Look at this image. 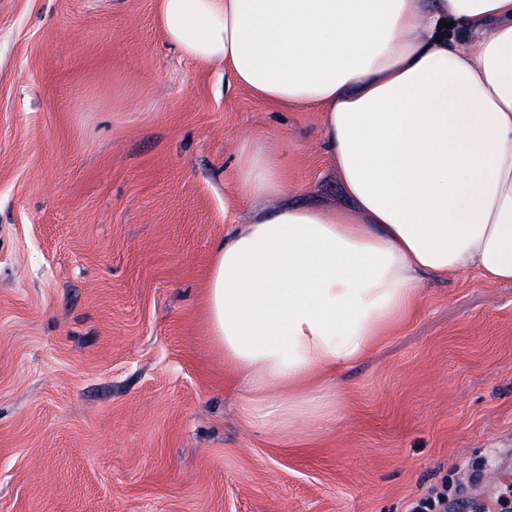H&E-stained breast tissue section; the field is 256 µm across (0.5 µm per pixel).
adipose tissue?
<instances>
[{
  "label": "adipose tissue",
  "mask_w": 512,
  "mask_h": 512,
  "mask_svg": "<svg viewBox=\"0 0 512 512\" xmlns=\"http://www.w3.org/2000/svg\"><path fill=\"white\" fill-rule=\"evenodd\" d=\"M478 39L451 45L442 22ZM183 57L273 107L322 112L350 208L281 204L282 154L243 140V222L207 316L248 407L278 429L415 311L425 278L512 282V0H159Z\"/></svg>",
  "instance_id": "1"
}]
</instances>
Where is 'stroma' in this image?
Masks as SVG:
<instances>
[{"label": "stroma", "instance_id": "1", "mask_svg": "<svg viewBox=\"0 0 512 512\" xmlns=\"http://www.w3.org/2000/svg\"><path fill=\"white\" fill-rule=\"evenodd\" d=\"M158 0H0V512H512V282L413 316L266 428L208 333L242 139L348 207L322 115L183 58Z\"/></svg>", "mask_w": 512, "mask_h": 512}]
</instances>
